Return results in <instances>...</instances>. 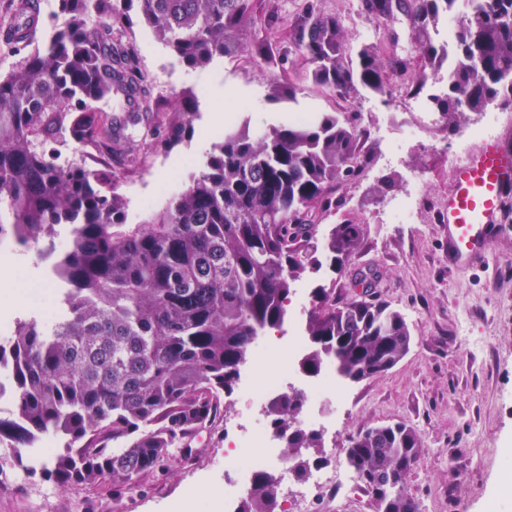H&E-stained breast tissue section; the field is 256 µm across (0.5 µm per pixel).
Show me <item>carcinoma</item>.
I'll use <instances>...</instances> for the list:
<instances>
[{
	"mask_svg": "<svg viewBox=\"0 0 512 512\" xmlns=\"http://www.w3.org/2000/svg\"><path fill=\"white\" fill-rule=\"evenodd\" d=\"M465 3L455 31L453 69L434 98L448 121L499 101L512 108V0H361L378 21H403L436 74L448 50L430 29L441 14ZM61 23L42 42L33 0H19L0 46L19 57L0 75V244L10 240L35 254L62 295L54 320H18L0 340V477L15 469L60 489L110 479L129 490L195 452L196 438L224 436V397L258 336L283 326L294 282L323 265L344 272L362 243V228L346 220L317 236L316 215L336 210V190L360 172L368 131L324 113L260 132L224 131L188 175L185 188L133 228L111 172L58 162L53 144L69 141L112 158L133 149L112 135L106 106L126 96L135 112L155 111L153 92L135 53L114 35L147 24L188 69L233 52L253 0H57ZM399 37L356 50L342 20L300 0L288 20V43L311 68L312 82L343 97L358 87L385 93L383 52L404 74ZM428 73L404 81L418 96ZM181 130L148 127L154 143L172 145ZM69 225L58 248L56 226ZM362 296L336 302L323 284L310 291L301 369L326 363L359 382L385 373L409 353L404 315L368 298L375 273L361 271ZM303 411L297 390L266 409L269 424L288 433L285 455L305 479L312 453L323 459L317 430L294 425ZM51 437L62 452L49 461L35 448ZM347 463L375 512H421L403 487L424 445L404 422L367 428L348 440ZM239 512H279L277 482L256 474Z\"/></svg>",
	"mask_w": 512,
	"mask_h": 512,
	"instance_id": "1",
	"label": "carcinoma"
}]
</instances>
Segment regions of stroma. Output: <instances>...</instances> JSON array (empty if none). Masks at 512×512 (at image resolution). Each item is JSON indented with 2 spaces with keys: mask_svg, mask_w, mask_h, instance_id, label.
<instances>
[{
  "mask_svg": "<svg viewBox=\"0 0 512 512\" xmlns=\"http://www.w3.org/2000/svg\"><path fill=\"white\" fill-rule=\"evenodd\" d=\"M320 8L341 17L349 44L370 41L376 26L366 24L360 0H318ZM293 0H255L254 24L239 37V52L209 67L224 86L223 98L210 97L196 71L182 67L142 21H134L122 40L134 49L141 73L159 102L149 113L150 124L169 127L183 122L180 99L193 94L197 108L192 124L171 148L142 140V128L132 129L134 152L113 158L116 188L127 202L126 224H138L151 208L161 206L165 186L185 180L193 162L203 160L215 142L209 128L214 116L238 113L240 120L262 126L287 121V104L271 99L273 83L293 85L297 111L348 115L368 129L391 121L392 137H402L409 121L402 77L388 71L385 94L365 90L341 97L312 85L308 67L297 51L283 52ZM279 18L273 32L264 24L270 13ZM367 164L360 177L345 187L344 207L321 214L319 227L350 220L363 228L362 246L344 273L326 277L338 300L358 298L353 278L373 269V297L405 314L413 335L407 356L381 375L350 384L346 414L335 430L326 431L331 448L324 464L338 463L335 448L348 436L369 427L403 421L420 433L424 451L410 472L405 491L422 512H512V499L497 495L512 454V231L491 247L489 269L462 272L448 268L446 236L437 211L452 175L447 157L422 144L408 142L392 163L380 160L379 143L361 144ZM424 179L423 201L411 223L387 224L384 202L401 194L415 176ZM196 465L179 462L156 471L134 492H118L111 480L60 489L27 477L23 471L0 482V512H166L184 489L206 477L224 480V446L199 436Z\"/></svg>",
  "mask_w": 512,
  "mask_h": 512,
  "instance_id": "stroma-1",
  "label": "stroma"
}]
</instances>
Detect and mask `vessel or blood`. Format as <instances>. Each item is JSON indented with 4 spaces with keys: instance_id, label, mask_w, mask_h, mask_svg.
I'll return each instance as SVG.
<instances>
[{
    "instance_id": "1",
    "label": "vessel or blood",
    "mask_w": 512,
    "mask_h": 512,
    "mask_svg": "<svg viewBox=\"0 0 512 512\" xmlns=\"http://www.w3.org/2000/svg\"><path fill=\"white\" fill-rule=\"evenodd\" d=\"M512 190V152L498 140L468 151L454 170L453 183L437 213L448 240V264H488L489 248L502 232L504 197Z\"/></svg>"
}]
</instances>
